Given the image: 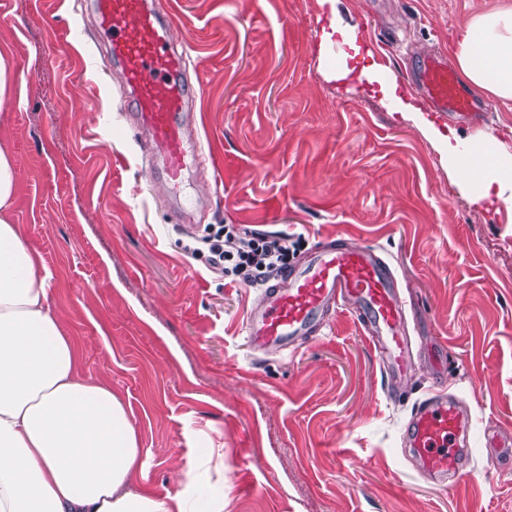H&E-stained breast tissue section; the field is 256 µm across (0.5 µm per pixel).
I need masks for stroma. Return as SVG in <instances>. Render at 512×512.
Instances as JSON below:
<instances>
[{"label":"stroma","mask_w":512,"mask_h":512,"mask_svg":"<svg viewBox=\"0 0 512 512\" xmlns=\"http://www.w3.org/2000/svg\"><path fill=\"white\" fill-rule=\"evenodd\" d=\"M182 24L199 133L219 168L165 183L103 51L93 0H10L0 52V150L18 179L12 219L50 274L84 375L109 384L141 448L139 487L176 494L196 442L224 512H512V211L475 202L436 146L378 86L332 77L319 0H162ZM401 87L410 55L452 51L478 13L512 0H338ZM482 115L438 126L512 146V100L478 93ZM207 224L363 243L391 265L419 353L393 384L350 307L294 352L252 358L243 336L258 288L185 250ZM468 416L457 481L423 475L400 435L433 389Z\"/></svg>","instance_id":"stroma-1"}]
</instances>
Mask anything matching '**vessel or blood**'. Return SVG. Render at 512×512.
<instances>
[{"instance_id":"b4317fda","label":"vessel or blood","mask_w":512,"mask_h":512,"mask_svg":"<svg viewBox=\"0 0 512 512\" xmlns=\"http://www.w3.org/2000/svg\"><path fill=\"white\" fill-rule=\"evenodd\" d=\"M94 11L111 35L104 59L116 66L135 104L136 121L168 180L184 174L188 159L206 166L207 156L192 130L187 58L173 38L179 16L161 14L156 0H94ZM409 77L433 110L478 117L475 98L447 56L418 55ZM345 303L361 317L384 370L402 376L409 358L406 302L388 263L368 246H323L279 282L265 286L244 321L248 347L256 356L295 350L326 311ZM403 438L421 473L439 481L462 476L470 432L465 413L447 393L435 391L423 400Z\"/></svg>"}]
</instances>
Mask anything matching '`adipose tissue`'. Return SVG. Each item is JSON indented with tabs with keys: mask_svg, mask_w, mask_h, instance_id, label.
<instances>
[{
	"mask_svg": "<svg viewBox=\"0 0 512 512\" xmlns=\"http://www.w3.org/2000/svg\"><path fill=\"white\" fill-rule=\"evenodd\" d=\"M454 55L467 82L512 99L511 10L473 16ZM359 76L437 145L474 201L512 208L511 147L439 128L382 64L369 62ZM16 180L0 150V512H224L223 496L204 495L196 478L172 496L138 489L141 452L127 410L110 385L83 374L50 307L43 260L11 222Z\"/></svg>",
	"mask_w": 512,
	"mask_h": 512,
	"instance_id": "1",
	"label": "adipose tissue"
}]
</instances>
